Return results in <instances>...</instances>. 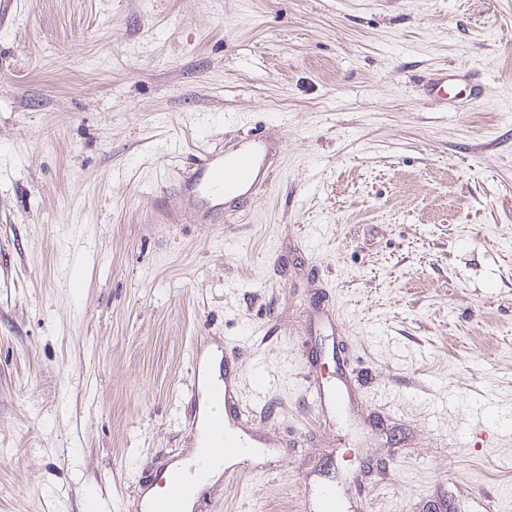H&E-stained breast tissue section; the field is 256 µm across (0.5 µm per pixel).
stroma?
I'll list each match as a JSON object with an SVG mask.
<instances>
[{
    "label": "stroma",
    "mask_w": 512,
    "mask_h": 512,
    "mask_svg": "<svg viewBox=\"0 0 512 512\" xmlns=\"http://www.w3.org/2000/svg\"><path fill=\"white\" fill-rule=\"evenodd\" d=\"M449 68L483 99L428 98ZM255 128L244 214L186 210L195 156ZM194 346L278 443L194 512H302L310 471L366 512L512 504V0L0 15V512H139L142 464L190 445ZM345 355L336 418L306 388Z\"/></svg>",
    "instance_id": "obj_1"
}]
</instances>
